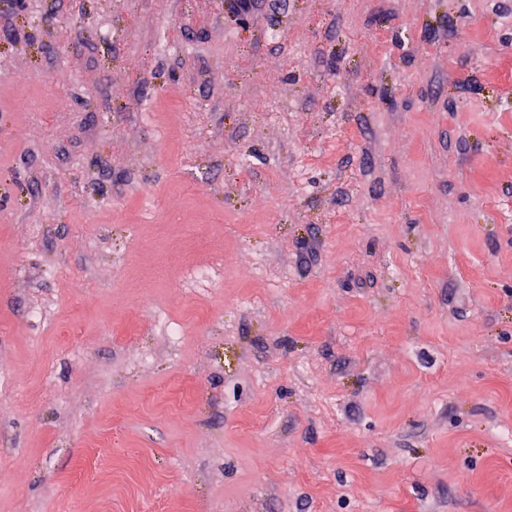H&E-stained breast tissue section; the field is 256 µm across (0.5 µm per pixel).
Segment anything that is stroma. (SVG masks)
I'll list each match as a JSON object with an SVG mask.
<instances>
[{"label": "stroma", "mask_w": 512, "mask_h": 512, "mask_svg": "<svg viewBox=\"0 0 512 512\" xmlns=\"http://www.w3.org/2000/svg\"><path fill=\"white\" fill-rule=\"evenodd\" d=\"M0 512H512V0H0Z\"/></svg>", "instance_id": "obj_1"}]
</instances>
